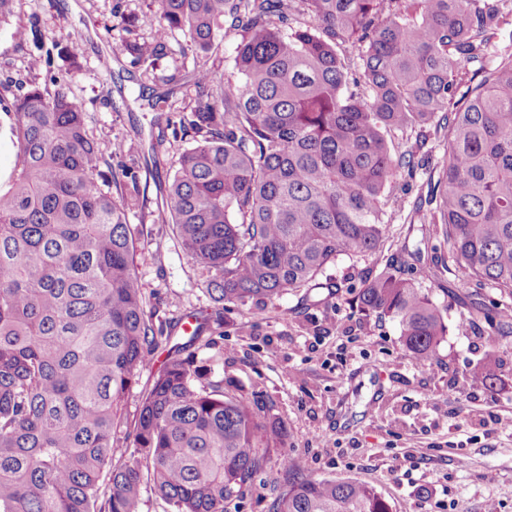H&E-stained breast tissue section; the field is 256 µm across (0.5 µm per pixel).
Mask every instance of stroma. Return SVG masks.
Listing matches in <instances>:
<instances>
[{"instance_id": "obj_1", "label": "stroma", "mask_w": 512, "mask_h": 512, "mask_svg": "<svg viewBox=\"0 0 512 512\" xmlns=\"http://www.w3.org/2000/svg\"><path fill=\"white\" fill-rule=\"evenodd\" d=\"M148 3L14 0L12 27L0 31V178L16 164L11 103L55 74L58 90L82 104L88 135L108 160L102 179L121 181L157 335L180 336L183 316L205 319L193 350L207 381L243 398L262 395L285 422V448L226 512H272L292 473L371 485L392 512H512V428L498 424L512 419V327L496 316L505 295L464 276L441 225L429 221L443 136L418 151L415 178L396 184L404 208L378 251L342 255L327 267L333 290L214 304L208 273L164 220V189L200 138L191 73L204 61L223 81H236L240 37L225 31L201 54L176 30L165 55L144 69L122 46L150 41ZM118 141L125 149L116 155ZM390 265L441 315L446 332L431 367L406 350L397 319L356 301ZM487 367L490 386L480 377Z\"/></svg>"}]
</instances>
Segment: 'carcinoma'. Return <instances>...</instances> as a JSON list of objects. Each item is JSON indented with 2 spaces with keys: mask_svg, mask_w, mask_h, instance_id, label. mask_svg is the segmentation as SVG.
I'll return each instance as SVG.
<instances>
[{
  "mask_svg": "<svg viewBox=\"0 0 512 512\" xmlns=\"http://www.w3.org/2000/svg\"><path fill=\"white\" fill-rule=\"evenodd\" d=\"M151 43L127 50L150 69L169 34L206 53L239 32L236 83L202 64L193 109L203 139L167 189L168 222L214 273L217 303L329 288L340 255L365 257L402 210L389 187L414 176L416 150L444 131L430 222L468 277L512 298V54L484 66L503 9L488 0H150ZM310 21L286 26L290 17ZM346 44L357 54L345 57ZM15 169L0 183V512H139L143 481L171 512H224L284 447L274 404L215 383L174 345L123 410L160 342L145 314L117 174L88 137L82 105L35 86L12 105ZM415 134L416 149L388 137ZM243 217L235 221V215ZM360 304L398 319L404 346L433 363L445 326L397 271ZM131 442L130 452L118 446ZM274 512H391L371 486L288 477Z\"/></svg>",
  "mask_w": 512,
  "mask_h": 512,
  "instance_id": "1",
  "label": "carcinoma"
}]
</instances>
